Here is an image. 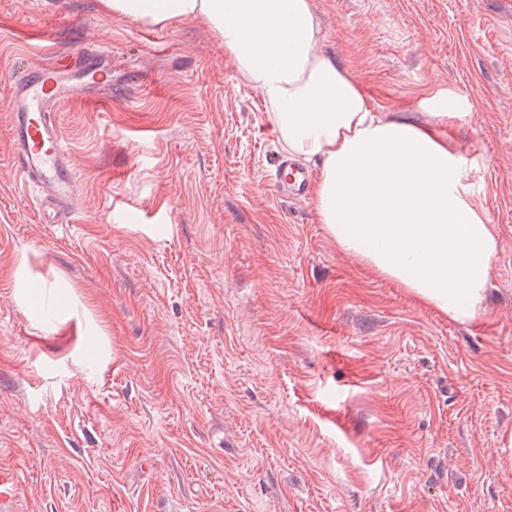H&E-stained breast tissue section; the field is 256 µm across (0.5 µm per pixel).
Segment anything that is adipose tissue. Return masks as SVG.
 <instances>
[{
    "label": "adipose tissue",
    "instance_id": "1",
    "mask_svg": "<svg viewBox=\"0 0 512 512\" xmlns=\"http://www.w3.org/2000/svg\"><path fill=\"white\" fill-rule=\"evenodd\" d=\"M101 2L116 20L206 27L261 96L284 149L319 163L314 206L337 247L451 320L477 315L497 237L440 130L447 96L427 100L419 119L374 110L322 51L312 0Z\"/></svg>",
    "mask_w": 512,
    "mask_h": 512
}]
</instances>
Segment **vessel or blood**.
<instances>
[{
    "mask_svg": "<svg viewBox=\"0 0 512 512\" xmlns=\"http://www.w3.org/2000/svg\"><path fill=\"white\" fill-rule=\"evenodd\" d=\"M111 51L102 46L84 51L79 70L88 79L91 92L109 90L112 81L108 64ZM66 58L30 68L11 83L9 136L15 164L24 186L37 192L38 210L46 223L59 224L74 214L77 181L70 152L55 120L59 108L70 99L75 88L69 78ZM279 194L303 198L311 175L289 158L277 159ZM16 480L12 467L0 466V512H14Z\"/></svg>",
    "mask_w": 512,
    "mask_h": 512,
    "instance_id": "obj_1",
    "label": "vessel or blood"
}]
</instances>
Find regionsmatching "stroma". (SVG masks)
Instances as JSON below:
<instances>
[{
    "label": "stroma",
    "mask_w": 512,
    "mask_h": 512,
    "mask_svg": "<svg viewBox=\"0 0 512 512\" xmlns=\"http://www.w3.org/2000/svg\"><path fill=\"white\" fill-rule=\"evenodd\" d=\"M381 112L445 135L496 230L460 323L273 193L283 149L224 46L100 0H0V462L17 512H512V0H314ZM99 45L112 89L57 114L74 224L8 130L16 69ZM69 291L42 321L19 277Z\"/></svg>",
    "instance_id": "stroma-1"
}]
</instances>
